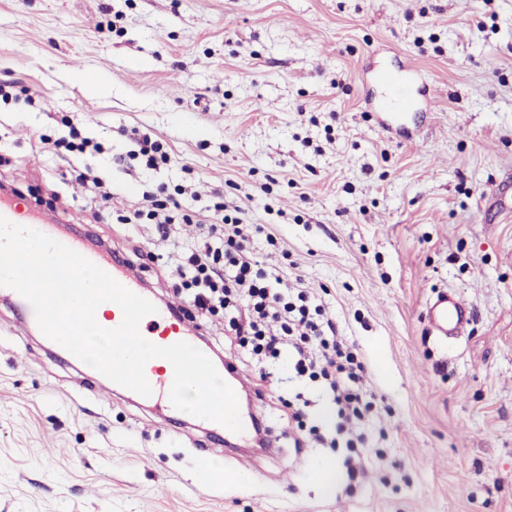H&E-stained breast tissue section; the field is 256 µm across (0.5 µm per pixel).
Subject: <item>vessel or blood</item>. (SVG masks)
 I'll use <instances>...</instances> for the list:
<instances>
[{
    "label": "vessel or blood",
    "mask_w": 512,
    "mask_h": 512,
    "mask_svg": "<svg viewBox=\"0 0 512 512\" xmlns=\"http://www.w3.org/2000/svg\"><path fill=\"white\" fill-rule=\"evenodd\" d=\"M417 72L410 67L397 71H385L380 75L388 94L380 100L379 114L388 120H395L398 113L411 110L416 104ZM0 216L13 224L39 231L40 233L66 245L103 269L121 285L135 294H143L139 278L130 266L112 259L110 254L98 245H89L86 238L63 232L57 220H49L40 215L24 198L17 195H0ZM427 315L435 335L441 337L458 334L467 323L469 311L466 304L456 295L442 294L428 307ZM142 336L153 344L167 347L178 342L195 344L200 333L197 325L182 314L174 305H158L154 314L144 317L139 326ZM146 377L153 389L148 398L162 415L174 414L169 393L174 379V369L164 358L151 359L145 366Z\"/></svg>",
    "instance_id": "vessel-or-blood-1"
}]
</instances>
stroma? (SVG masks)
I'll return each instance as SVG.
<instances>
[{"mask_svg":"<svg viewBox=\"0 0 512 512\" xmlns=\"http://www.w3.org/2000/svg\"><path fill=\"white\" fill-rule=\"evenodd\" d=\"M406 65L431 95L395 135L371 107L375 74ZM0 83V186L178 306L173 257L203 239L215 203L237 209L376 396L352 481L346 449L295 447L281 404L302 394L307 425L334 437L324 388L231 349L211 317L212 354L273 389L252 406L272 449L228 458L196 419L93 391L92 368L48 359L0 301V512H512V198L493 195L512 178V0H0ZM72 124L102 153H54ZM134 129L170 163L130 158ZM161 185L184 186L193 223L164 240L113 218ZM446 290L475 317L440 341L423 311ZM208 460L222 471L201 486ZM327 464L324 491L313 473Z\"/></svg>","mask_w":512,"mask_h":512,"instance_id":"1","label":"stroma"}]
</instances>
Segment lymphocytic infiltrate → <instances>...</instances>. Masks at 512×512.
<instances>
[{"label":"lymphocytic infiltrate","mask_w":512,"mask_h":512,"mask_svg":"<svg viewBox=\"0 0 512 512\" xmlns=\"http://www.w3.org/2000/svg\"><path fill=\"white\" fill-rule=\"evenodd\" d=\"M221 213L222 232L186 251L180 287L201 316L224 315V333L255 359L284 358L296 375L320 380L336 406L337 431L356 438L369 392L365 367L308 291L281 290L251 247L252 229Z\"/></svg>","instance_id":"obj_1"}]
</instances>
